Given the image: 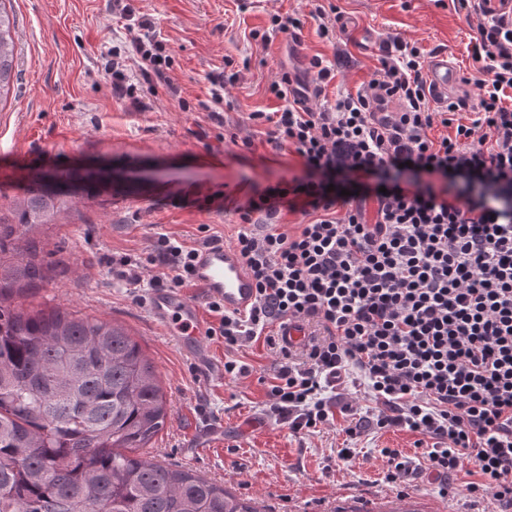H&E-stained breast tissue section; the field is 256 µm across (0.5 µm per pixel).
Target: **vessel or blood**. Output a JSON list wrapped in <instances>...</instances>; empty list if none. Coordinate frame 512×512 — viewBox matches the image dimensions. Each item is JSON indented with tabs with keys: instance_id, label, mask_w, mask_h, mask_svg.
<instances>
[{
	"instance_id": "b4317fda",
	"label": "vessel or blood",
	"mask_w": 512,
	"mask_h": 512,
	"mask_svg": "<svg viewBox=\"0 0 512 512\" xmlns=\"http://www.w3.org/2000/svg\"><path fill=\"white\" fill-rule=\"evenodd\" d=\"M428 83L433 96L444 102L462 86L463 76L447 55L438 54L428 63ZM194 282L206 297L220 300L231 313L248 310L256 298L253 278L236 248L229 244L213 245L198 253ZM147 306L181 351L199 369L210 371L211 354L205 343L206 323L199 300L178 288H161L150 293Z\"/></svg>"
}]
</instances>
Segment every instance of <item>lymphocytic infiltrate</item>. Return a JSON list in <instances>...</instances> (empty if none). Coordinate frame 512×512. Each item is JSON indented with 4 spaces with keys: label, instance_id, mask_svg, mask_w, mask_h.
<instances>
[{
    "label": "lymphocytic infiltrate",
    "instance_id": "f902f5d3",
    "mask_svg": "<svg viewBox=\"0 0 512 512\" xmlns=\"http://www.w3.org/2000/svg\"><path fill=\"white\" fill-rule=\"evenodd\" d=\"M112 12L127 32L125 50L104 63L113 92L133 97L132 61L145 82L168 84L170 57L151 22L124 0ZM472 57L478 67L465 82L476 98L444 106L426 86L425 50L400 40L374 78L316 112L308 101L333 65L315 56L305 73L282 72L271 86L280 108L251 118L294 150L304 174L235 205L245 229L234 246L256 302L231 315L207 299L217 319L207 334L230 349L258 340L279 348L268 412L292 433L333 421L325 391L354 369L382 407L377 426L419 436L413 457L383 449L389 483L419 459L445 493L469 460L479 475L469 493L512 504V20L481 13ZM468 111L471 123L456 122ZM437 124L453 134L431 138ZM285 211L306 218L295 233L277 227ZM220 241L207 234L189 245L159 232L146 257L119 263L151 266L150 287L180 288L199 249ZM287 321L316 331L300 348L280 346L275 330Z\"/></svg>",
    "mask_w": 512,
    "mask_h": 512
}]
</instances>
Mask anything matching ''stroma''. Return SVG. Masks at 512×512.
<instances>
[{
    "instance_id": "stroma-1",
    "label": "stroma",
    "mask_w": 512,
    "mask_h": 512,
    "mask_svg": "<svg viewBox=\"0 0 512 512\" xmlns=\"http://www.w3.org/2000/svg\"><path fill=\"white\" fill-rule=\"evenodd\" d=\"M324 2L341 14L332 42L309 19L310 0H131L137 14L154 21L180 94L141 82L130 100L113 95L102 67L108 51L125 42L109 0H11L6 9L15 22L17 54L10 91L0 99V205L19 194L33 169L116 164L153 179L139 196L78 198L62 223L43 227L45 251L61 250L69 268L21 304L29 311L57 306L123 327L154 363L168 401L166 426L152 439L149 457L192 469L271 512H352L366 503L380 512L408 503L415 512H512L511 505L469 495L467 485L478 475L468 460L445 496L423 465L402 489L387 483L382 449L412 454L418 436L378 428L379 407L358 382L337 385L333 425L292 434L264 411L265 380L278 361L269 346L258 341L233 352L223 340L207 339L216 369L200 375L153 321L146 284L113 273L111 258L146 255L158 232L189 243L206 226L233 243L237 215L176 208L166 202L168 192L191 190L202 199L226 191L241 199L251 187L301 174L299 157L276 146L250 118L280 107L270 90L280 69H304L315 55L334 64L335 80L310 102L315 109L373 78L390 37L447 54L462 74L474 69L470 42L479 16L457 0ZM273 14L305 23L267 45L250 39ZM222 70L236 80L224 89L218 127L204 106L211 101L209 77ZM231 357L248 365V375L225 377ZM344 448L351 451L345 460L339 456Z\"/></svg>"
}]
</instances>
